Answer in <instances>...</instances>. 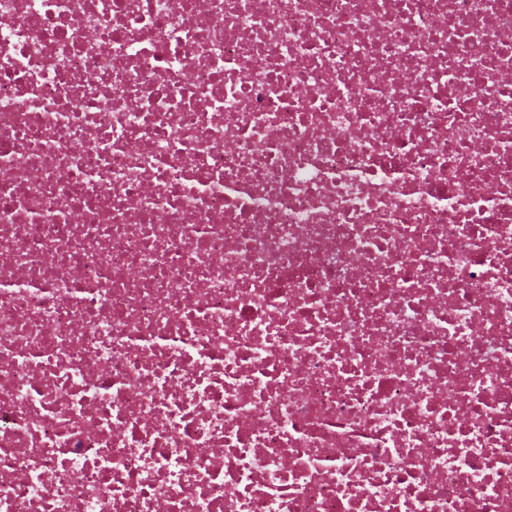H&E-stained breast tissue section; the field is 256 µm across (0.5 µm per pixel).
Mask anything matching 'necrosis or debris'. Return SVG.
<instances>
[{
    "instance_id": "1",
    "label": "necrosis or debris",
    "mask_w": 512,
    "mask_h": 512,
    "mask_svg": "<svg viewBox=\"0 0 512 512\" xmlns=\"http://www.w3.org/2000/svg\"><path fill=\"white\" fill-rule=\"evenodd\" d=\"M512 0H0V512H506Z\"/></svg>"
}]
</instances>
